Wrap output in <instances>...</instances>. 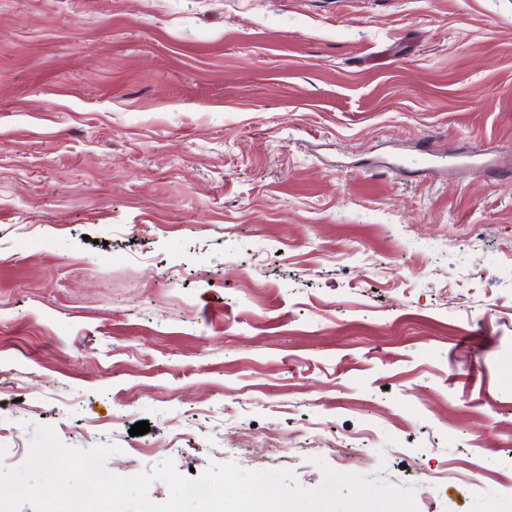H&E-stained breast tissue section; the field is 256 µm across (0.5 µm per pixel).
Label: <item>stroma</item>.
<instances>
[{"label":"stroma","mask_w":512,"mask_h":512,"mask_svg":"<svg viewBox=\"0 0 512 512\" xmlns=\"http://www.w3.org/2000/svg\"><path fill=\"white\" fill-rule=\"evenodd\" d=\"M38 426L512 512V0H0V466Z\"/></svg>","instance_id":"1"}]
</instances>
